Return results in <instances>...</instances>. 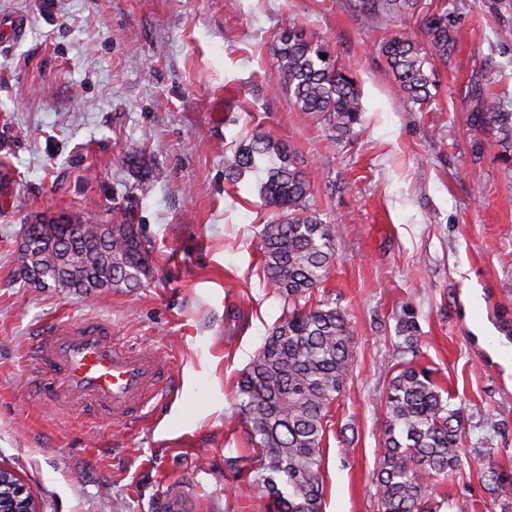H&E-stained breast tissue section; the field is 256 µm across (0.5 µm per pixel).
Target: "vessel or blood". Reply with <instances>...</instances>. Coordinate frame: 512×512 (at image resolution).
<instances>
[{"label":"vessel or blood","mask_w":512,"mask_h":512,"mask_svg":"<svg viewBox=\"0 0 512 512\" xmlns=\"http://www.w3.org/2000/svg\"><path fill=\"white\" fill-rule=\"evenodd\" d=\"M34 354L36 380L53 408L105 416L126 428L142 424L171 387L169 361L158 350L120 342L102 318L50 326ZM188 498L186 486H176L158 512H185Z\"/></svg>","instance_id":"b4317fda"}]
</instances>
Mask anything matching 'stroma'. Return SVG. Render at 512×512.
Instances as JSON below:
<instances>
[{
    "label": "stroma",
    "instance_id": "obj_1",
    "mask_svg": "<svg viewBox=\"0 0 512 512\" xmlns=\"http://www.w3.org/2000/svg\"><path fill=\"white\" fill-rule=\"evenodd\" d=\"M463 30L434 61L427 110L395 95L379 51L410 18L363 24L357 0H0L24 37L0 42V466L36 493L40 512H156L169 485L193 512H266L258 457L234 409L237 378L288 306L253 243L273 218L255 175L224 163L241 139L290 144L309 206L341 225L315 299L347 316L353 370L323 443L322 512H378L382 400L397 353L458 410L468 464L429 494L451 512H512L482 465L512 468V164L471 125L474 79L512 94V0H444ZM323 41L358 82L364 112L339 138L307 123L278 81L275 37ZM144 151L145 182L126 164ZM123 217L151 245L140 287L86 297L20 280L24 225L60 216ZM101 317L170 361L174 384L145 427L51 408L33 374L38 330Z\"/></svg>",
    "mask_w": 512,
    "mask_h": 512
}]
</instances>
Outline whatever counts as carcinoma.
I'll return each instance as SVG.
<instances>
[{"instance_id": "cac0c4a2", "label": "carcinoma", "mask_w": 512, "mask_h": 512, "mask_svg": "<svg viewBox=\"0 0 512 512\" xmlns=\"http://www.w3.org/2000/svg\"><path fill=\"white\" fill-rule=\"evenodd\" d=\"M358 10L371 23L383 17L416 19L425 42L399 31L383 41L381 53L397 93L421 107L432 104L437 80L431 59L449 62L462 38L454 12L430 0H358ZM275 53L279 82L297 111L311 124L348 135L363 112L356 79L323 45L294 29L279 33ZM472 97L471 124L489 129L501 158L511 163L512 112L500 108L479 79ZM265 160L270 165L258 179V192L276 217L262 229L258 249L267 283L288 301V313L239 377L235 407L249 428L250 444L260 449L253 483L272 499L275 512H321L325 419L352 371V350L345 314L329 300L313 303L311 297L328 274L339 229L311 213L310 182L284 142L263 134L240 142L225 176L240 180ZM126 162L140 177L148 175L140 149L128 151ZM23 237L32 247L17 254L18 275L43 288L81 293L137 288L150 270L141 226L124 220L89 224L72 217L53 221L50 229L38 221L26 225ZM397 365L384 395L374 473L378 512H437L428 482L462 473L464 429L430 369L409 361ZM483 476L495 497L512 503L511 469L489 460Z\"/></svg>"}]
</instances>
